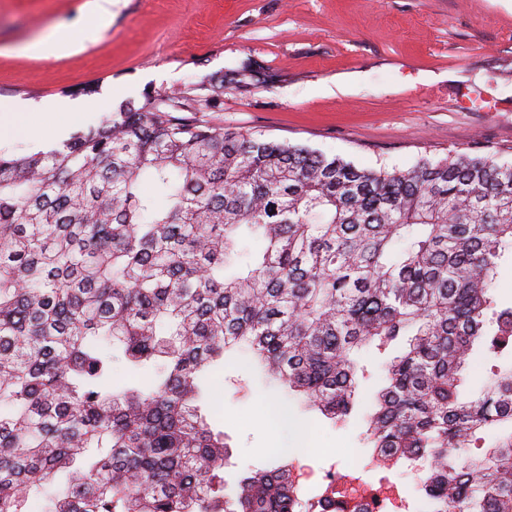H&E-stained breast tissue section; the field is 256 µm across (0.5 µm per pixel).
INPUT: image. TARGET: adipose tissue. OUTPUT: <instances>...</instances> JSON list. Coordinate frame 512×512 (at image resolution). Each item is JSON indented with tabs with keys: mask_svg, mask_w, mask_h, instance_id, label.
<instances>
[{
	"mask_svg": "<svg viewBox=\"0 0 512 512\" xmlns=\"http://www.w3.org/2000/svg\"><path fill=\"white\" fill-rule=\"evenodd\" d=\"M24 106L21 102L0 98V139L24 138L41 141L44 131L53 132L56 140L67 137L72 124L78 120L79 114L68 104L50 101L43 106L45 126L41 129H28L16 124V117L22 113Z\"/></svg>",
	"mask_w": 512,
	"mask_h": 512,
	"instance_id": "adipose-tissue-1",
	"label": "adipose tissue"
}]
</instances>
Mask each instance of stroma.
<instances>
[{"mask_svg":"<svg viewBox=\"0 0 512 512\" xmlns=\"http://www.w3.org/2000/svg\"><path fill=\"white\" fill-rule=\"evenodd\" d=\"M91 0H0V98L75 101V132L149 91L175 90L250 59L270 89L224 92L200 120L308 145L361 168L407 169L453 151L512 162V0H112L111 22L67 54L31 47L77 28ZM238 352L214 382L219 424L239 468L290 448L309 496L327 473L365 469L360 424L274 423L283 395L244 372Z\"/></svg>","mask_w":512,"mask_h":512,"instance_id":"35a3bbf8","label":"stroma"}]
</instances>
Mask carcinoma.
Wrapping results in <instances>:
<instances>
[{"instance_id": "obj_1", "label": "carcinoma", "mask_w": 512, "mask_h": 512, "mask_svg": "<svg viewBox=\"0 0 512 512\" xmlns=\"http://www.w3.org/2000/svg\"><path fill=\"white\" fill-rule=\"evenodd\" d=\"M277 82L247 60L59 148L0 152V512L41 494L43 512H297L289 449L236 477L209 422L234 349L288 391V418L292 399L359 415L370 461L418 472L413 498L379 482L387 512H512V365L463 394L470 362L512 361V164L365 169L191 116ZM364 349L382 363L362 414ZM320 500L348 512L336 476Z\"/></svg>"}]
</instances>
